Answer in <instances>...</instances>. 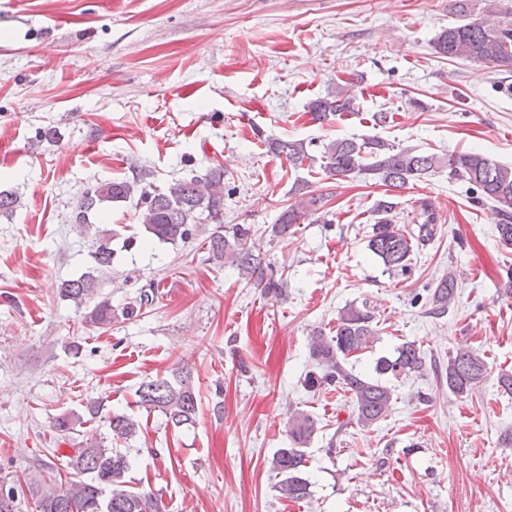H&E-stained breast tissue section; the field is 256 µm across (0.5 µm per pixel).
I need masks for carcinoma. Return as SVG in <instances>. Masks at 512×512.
Returning <instances> with one entry per match:
<instances>
[{
  "label": "carcinoma",
  "mask_w": 512,
  "mask_h": 512,
  "mask_svg": "<svg viewBox=\"0 0 512 512\" xmlns=\"http://www.w3.org/2000/svg\"><path fill=\"white\" fill-rule=\"evenodd\" d=\"M436 52L450 59L466 58L495 68H512V18L492 17L475 19L440 32L434 42ZM356 97L341 90L317 97L306 105L311 119L317 123L332 122L337 117L354 112ZM268 150L295 165L311 160L302 140L277 138L267 141ZM323 172L326 178L338 180L353 173L370 175L387 187L389 195L378 201L379 218L372 225L368 248L390 271L404 273L409 269L414 243L432 235L435 215L428 206L413 217L420 235L401 229L393 223L390 213L397 203L392 196L419 181L448 167V176L462 179L479 192L483 204H491L499 239L512 243V167L493 161L478 151L448 155L444 162L434 154H420L412 149H399L380 137L357 141L354 138L336 139L323 146ZM294 194L301 199L288 205L279 214L271 232L285 235L306 213L324 208V196L308 190L299 183ZM129 201L134 216L150 237L164 243L186 241L204 224L212 225L206 241L209 259L235 267L239 274L252 282L266 297L286 296L288 281L276 276L257 253L255 230L250 224L224 223V167L217 164L205 173L177 179L161 187L155 183L154 171L140 167L132 177L97 182L83 192L70 216V223L91 224V218L105 210V205ZM112 231L101 230L94 241L91 254L94 271L60 284L59 294L78 307L93 304L89 322L112 324V305L96 300L100 287L98 274L112 266ZM458 288L455 277H441L431 293V306L445 313ZM377 336L376 314L369 307L350 306L339 314L336 334L330 338L315 331L310 336L309 358L315 367L309 382L337 384L350 395L353 414L358 424L368 427L388 416L391 408V389L378 381L369 380L342 362L349 355L363 351ZM425 357L413 342L403 343L392 358L382 359L377 371L395 377L421 373ZM485 361L471 351L460 350L448 357L445 378L448 390L457 395L468 393L482 381ZM136 405L148 413L159 412L174 429L190 428L196 422L200 399L194 383L192 368L183 363L168 375H157L143 381L135 391ZM107 422L110 442H127L140 431V421L132 415L109 412ZM81 417L62 413L52 421V428L67 440L75 433ZM317 422L309 414L293 411L288 418V447L277 449L270 460V469L278 481L276 491L285 499L301 501L311 495L310 482L305 477L306 449L317 432ZM66 465L75 479L64 481L54 461L40 464L39 475L21 484L0 475V512H23L28 500H34L37 512H165L162 498L150 492L131 489L127 474L131 460L127 452L104 441L87 442L66 455Z\"/></svg>",
  "instance_id": "1"
}]
</instances>
